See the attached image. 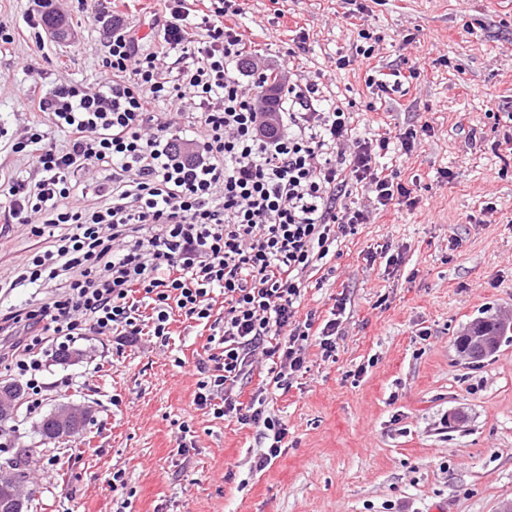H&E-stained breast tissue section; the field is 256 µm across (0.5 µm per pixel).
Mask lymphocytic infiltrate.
Returning <instances> with one entry per match:
<instances>
[{
  "mask_svg": "<svg viewBox=\"0 0 512 512\" xmlns=\"http://www.w3.org/2000/svg\"><path fill=\"white\" fill-rule=\"evenodd\" d=\"M227 15L219 6L194 15L171 0L160 44L146 50L113 18L97 85L27 89L29 119L11 135L0 128V138L31 170L0 185V220L50 237V249L21 259L14 285L53 295L1 316L0 334L13 339L10 368L33 413L45 367L68 359L77 340L111 334L132 345L146 334L165 346L181 313L209 330L195 404L259 429L262 471L287 430L260 394L243 400L245 381L264 363L271 382L287 386L305 371L312 340L332 355L340 322L299 317L304 277L339 236L410 192L377 168L389 137L353 141L348 112L324 103L317 82L282 85L288 109L263 133V96L231 71L243 47ZM172 56L182 65L175 76ZM183 104L193 133L186 147L174 141L171 113ZM56 130L63 144L53 142ZM92 170L102 179L90 199L78 190ZM351 179L364 200L348 193Z\"/></svg>",
  "mask_w": 512,
  "mask_h": 512,
  "instance_id": "obj_1",
  "label": "lymphocytic infiltrate"
}]
</instances>
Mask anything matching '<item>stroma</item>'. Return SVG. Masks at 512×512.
<instances>
[{"label":"stroma","mask_w":512,"mask_h":512,"mask_svg":"<svg viewBox=\"0 0 512 512\" xmlns=\"http://www.w3.org/2000/svg\"><path fill=\"white\" fill-rule=\"evenodd\" d=\"M237 4L244 56L284 73L289 50L304 46L306 78L350 105L353 139L416 130L412 153L388 161L414 205L391 202L338 238L308 287L301 313L342 311L336 351L326 358L309 343L307 372L265 392L267 415L288 428L270 467H254L257 428L195 404L207 338L177 320L168 346L89 336L50 363L39 412L19 409L5 425L0 475L27 456L28 512H499L512 503V331L477 359L457 339L477 318L512 322V0ZM34 8L0 0L14 37L0 52V126L11 131L30 83L49 92L99 81L107 33L87 10L119 12L151 39L165 4L65 0L64 42L28 24ZM48 246L27 225L1 226L0 284L16 278L19 257ZM384 248L397 264L380 258ZM64 402L91 406L92 418L80 436L42 443V416ZM183 424L194 446L182 454Z\"/></svg>","instance_id":"35a3bbf8"}]
</instances>
